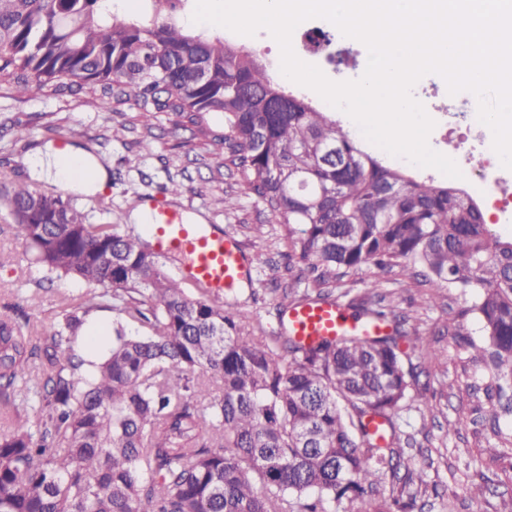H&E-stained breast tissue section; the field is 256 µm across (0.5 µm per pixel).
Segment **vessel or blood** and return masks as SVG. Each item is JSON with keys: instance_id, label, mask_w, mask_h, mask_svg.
Masks as SVG:
<instances>
[{"instance_id": "vessel-or-blood-1", "label": "vessel or blood", "mask_w": 512, "mask_h": 512, "mask_svg": "<svg viewBox=\"0 0 512 512\" xmlns=\"http://www.w3.org/2000/svg\"><path fill=\"white\" fill-rule=\"evenodd\" d=\"M151 216L156 251L163 256L180 253L189 257L187 281L220 296L249 277L250 262L237 240L183 223L176 212L159 200L152 202ZM288 328L308 344L348 334H379L384 330L383 325L367 327L351 319L338 303L299 304L288 311Z\"/></svg>"}]
</instances>
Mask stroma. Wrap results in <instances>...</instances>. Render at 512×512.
<instances>
[{"instance_id":"obj_1","label":"stroma","mask_w":512,"mask_h":512,"mask_svg":"<svg viewBox=\"0 0 512 512\" xmlns=\"http://www.w3.org/2000/svg\"><path fill=\"white\" fill-rule=\"evenodd\" d=\"M25 139H18V130ZM151 141L144 151L142 141ZM57 148L91 149L99 153L107 182L97 192L68 191L48 181L33 178L26 160L45 145ZM9 159L12 177L31 189L75 200L91 221L110 222L128 230L132 210L146 197L164 194L170 182L182 184L171 198L183 218L201 216L210 227L234 237L252 260V284L232 292L240 307L253 311L254 327L264 335L282 330L279 310L287 293L267 288L272 278L288 282V243L280 225L269 223L265 205L245 190L236 174L219 166L212 148L194 128L172 114L150 118L120 117L112 102L84 94L28 98L8 85L0 86V160ZM236 197L235 209L224 210L215 200ZM13 218L0 208V314H26L34 335L48 333L52 318L66 295L78 296L86 284L71 277L35 288L39 273L31 266L22 241L12 228ZM381 293L413 316V324L430 342L432 354L411 353L419 387L425 388L431 405L421 413L411 402L398 420L404 433L415 436L416 447L403 451V466L423 470L429 490L424 512H512V482L488 486L479 501L470 489L482 477L492 476L502 466L481 451L470 430L459 427V418L470 404L464 390L466 379L481 377L483 368L469 364L445 325L450 315L471 306V298L443 293L436 302H426V289L388 276L381 280Z\"/></svg>"}]
</instances>
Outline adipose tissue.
<instances>
[{"label":"adipose tissue","instance_id":"obj_1","mask_svg":"<svg viewBox=\"0 0 512 512\" xmlns=\"http://www.w3.org/2000/svg\"><path fill=\"white\" fill-rule=\"evenodd\" d=\"M32 175L52 180L66 189L94 192L102 188L105 171L88 156L73 151H46L34 154L29 159Z\"/></svg>","mask_w":512,"mask_h":512}]
</instances>
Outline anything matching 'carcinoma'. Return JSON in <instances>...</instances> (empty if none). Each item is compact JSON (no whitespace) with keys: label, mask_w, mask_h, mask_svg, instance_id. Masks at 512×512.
<instances>
[{"label":"carcinoma","mask_w":512,"mask_h":512,"mask_svg":"<svg viewBox=\"0 0 512 512\" xmlns=\"http://www.w3.org/2000/svg\"><path fill=\"white\" fill-rule=\"evenodd\" d=\"M0 83L186 119L217 155L231 152L245 189L285 229L288 272L309 289L290 305L333 302L356 277L368 292L355 317L395 324L312 345L257 336L251 311L189 291L141 235L13 183L0 197L42 274L36 286L71 276L91 291L68 299L40 340L0 315V420L32 413L0 434V512H330L368 501L398 478L399 448L416 444L396 424L415 398L399 341L429 350L377 292L381 275L475 295L482 339L468 336L466 310L446 325L487 372L465 383L472 407L459 425L489 454L512 446L502 427L512 421V236L493 232L464 190L387 165L256 51L179 27L164 0H140L123 20L110 0H0ZM288 100L290 111H268ZM97 288L140 330L112 329L98 363L79 346ZM423 485L407 475L375 512H415Z\"/></svg>","instance_id":"cac0c4a2"}]
</instances>
